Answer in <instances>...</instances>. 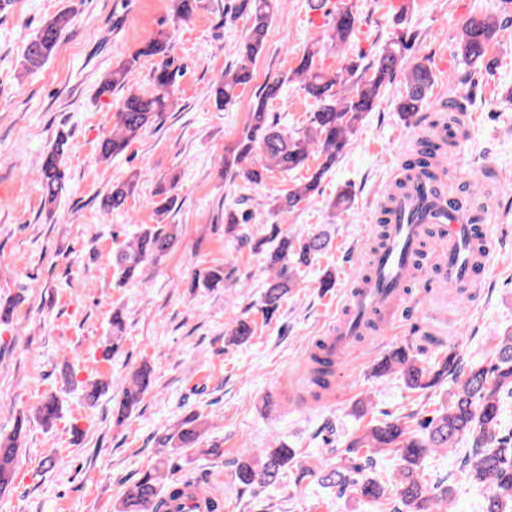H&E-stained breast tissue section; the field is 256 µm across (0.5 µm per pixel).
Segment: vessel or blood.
I'll list each match as a JSON object with an SVG mask.
<instances>
[{
	"mask_svg": "<svg viewBox=\"0 0 512 512\" xmlns=\"http://www.w3.org/2000/svg\"><path fill=\"white\" fill-rule=\"evenodd\" d=\"M387 219L385 248L375 254L369 274L349 291L343 311L326 329L323 342L336 356L348 350L366 314L382 315L399 303L416 270L426 226L439 225L443 232L438 269L449 285L475 286L488 267L487 226L470 198L449 194L445 182L421 180L413 193L394 198Z\"/></svg>",
	"mask_w": 512,
	"mask_h": 512,
	"instance_id": "b4317fda",
	"label": "vessel or blood"
}]
</instances>
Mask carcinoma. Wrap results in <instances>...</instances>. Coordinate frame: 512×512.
Masks as SVG:
<instances>
[{"instance_id":"obj_1","label":"carcinoma","mask_w":512,"mask_h":512,"mask_svg":"<svg viewBox=\"0 0 512 512\" xmlns=\"http://www.w3.org/2000/svg\"><path fill=\"white\" fill-rule=\"evenodd\" d=\"M202 0H171L172 15L186 20L200 8ZM278 9V0H240L230 9V15L245 14L249 17L247 33L239 45L238 62L224 71L214 85L215 102L222 108L233 103L238 90L253 80L251 63L263 52L267 32ZM331 17L329 39L336 46L347 44L357 31L358 15L344 5L336 10H326ZM73 11L63 10L42 22L26 44L20 61L21 74L25 75L42 67L56 52L63 36L71 25ZM512 20L496 19L479 13L468 18L460 28L457 48L461 61L473 69H489L495 63L491 50L499 32ZM411 42L400 35L381 48L375 58L366 65L354 61L340 65L329 72L321 68L317 58L320 43L307 46L298 58L292 73L273 76L261 87L254 102L247 125L239 139L224 147V170L220 176L226 179L241 178L250 185H258L274 171L290 173L309 167L315 159L317 167L305 182L273 199L270 211L276 217L290 215L320 192L323 178L336 165L357 131L364 117L374 111L379 95L399 71H406L405 88L397 103V111L413 117L429 103L428 96L435 83L434 73L422 60L410 57ZM172 45L167 35L148 41L135 53L116 62L100 86V93L122 91L119 108L113 116L112 130L97 147L98 160L110 163L123 154L129 145L139 140L174 105L179 69L171 58ZM157 57L159 61L148 79L149 88L137 91L129 86L132 76L143 57ZM297 80L304 95L313 101L307 129L289 133L269 120L268 104L279 98L286 83ZM453 146L451 126L442 133L422 143L419 158L409 167L410 175L396 186L405 194L412 190L419 174L436 178V171L450 160ZM68 141L58 139L41 154L36 170L40 185L43 209L53 214L57 204L67 192L70 175L65 167L64 155ZM137 173H131L123 182L112 186L101 199V208L107 212L124 208L127 199L135 192ZM178 179L160 187L156 194L162 196L157 213L167 214L175 203L174 191ZM248 216L230 213L224 219L225 233L239 241H250L246 232ZM177 227L169 230L145 226L132 239L112 253V268L117 284L139 280L148 265L159 261L174 245ZM269 245L264 262L268 271L259 311L266 319L278 310L283 299L295 288L301 267L309 266L327 250L326 234H315L305 239L293 240L282 233L278 224L270 227V235L258 242ZM112 336L99 348L102 361L112 359L119 348L124 331L122 316L112 314ZM254 334L251 323L243 319L228 322L225 335L231 344L247 343ZM459 357L450 351L442 360L427 365L404 345L392 348L374 367V375L399 374L408 388L424 391L441 386L450 379L455 389L449 393V403L430 411V415L395 416L371 421L361 432L354 434L341 450L350 462L345 467H333L318 482L325 488H335L341 494L374 506L388 499L387 486L365 473L376 467L375 456L391 453L396 459L399 480L394 482L392 494L396 507L392 512H434V508L448 501V489L429 485L423 481L419 469L424 460L440 449L455 448L465 441L470 445L464 457L467 477L487 490L483 512H512V430L502 427L503 404L512 398V330L497 337L493 358L486 365L473 364L463 371L458 366ZM335 363L322 353L312 356L308 382L313 397L330 388V377ZM153 370L144 365L133 372L118 413L126 418L136 410L153 385ZM102 380L86 382L82 386L83 399L93 404L105 392ZM37 418L50 427L61 417V402L54 394L45 396L36 407ZM26 419L20 418L13 433L0 438V493L8 491L15 476V461L24 436ZM205 432L201 416L192 413L161 435L157 443L181 453L196 450L201 454L220 457L221 447L213 444L198 447ZM365 456H360L361 450ZM296 461V450L279 443L265 452L261 458H251L241 463L236 479L243 486L265 487L275 484L282 471ZM192 484L188 477L182 481L170 477L164 465L142 474L126 487L122 499L113 512H169L160 500L162 488H167L170 499L185 498L182 484Z\"/></svg>"}]
</instances>
